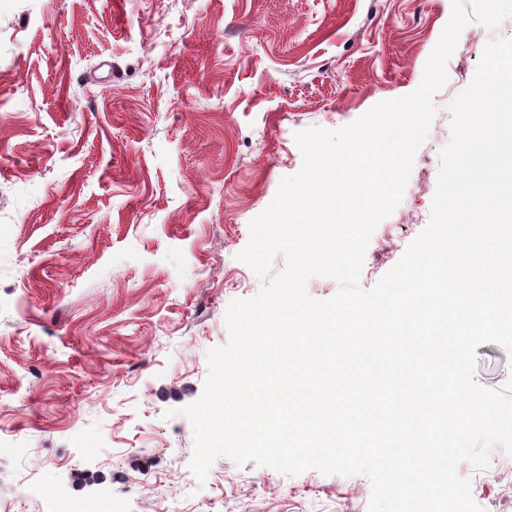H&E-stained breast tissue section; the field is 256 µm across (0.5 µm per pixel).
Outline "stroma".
Returning <instances> with one entry per match:
<instances>
[{
	"mask_svg": "<svg viewBox=\"0 0 512 512\" xmlns=\"http://www.w3.org/2000/svg\"><path fill=\"white\" fill-rule=\"evenodd\" d=\"M452 0H0V512H368L367 476L189 468L183 408L225 315L263 281L238 258L302 166L296 132L412 93ZM471 21L402 199L374 230L373 288L430 221L449 106L486 44ZM503 391L512 353L476 349ZM512 512V455L460 463Z\"/></svg>",
	"mask_w": 512,
	"mask_h": 512,
	"instance_id": "1",
	"label": "stroma"
}]
</instances>
